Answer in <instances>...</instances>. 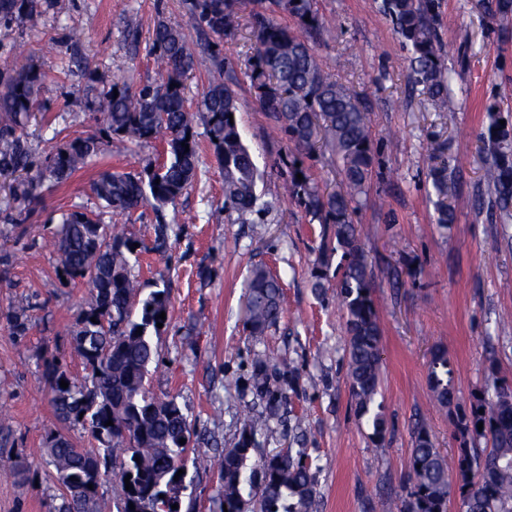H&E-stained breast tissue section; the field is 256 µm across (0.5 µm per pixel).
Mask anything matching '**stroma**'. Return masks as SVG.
I'll return each mask as SVG.
<instances>
[{
	"label": "stroma",
	"mask_w": 512,
	"mask_h": 512,
	"mask_svg": "<svg viewBox=\"0 0 512 512\" xmlns=\"http://www.w3.org/2000/svg\"><path fill=\"white\" fill-rule=\"evenodd\" d=\"M438 35L454 70L448 109L435 111L412 78L403 48L381 0H317L324 20L337 21L333 40L319 44L324 69L354 89L368 109L379 164L367 203L354 223L372 273L382 327L381 400L388 430L373 442L357 417L347 378L345 312L335 288L315 294L311 283L321 227L307 223L287 192L288 143L269 113L260 111L245 75L254 52L244 4L238 29L225 36L226 79L237 92L240 133L264 170L260 186L268 209L260 224H243L224 208V172L210 148L201 151L198 176L175 207L156 249L152 209L116 216L145 250L135 272L144 291L158 279L170 286L169 323L157 338L162 361L149 389L172 397L187 416V455L181 512H217L215 447L230 448L247 413L262 410L252 394L226 391V380L247 384L254 355L291 357L298 373L283 416L260 438L258 455L303 451L316 475L314 512H400L410 490V453L416 425H424L449 463L458 442L451 415L429 391L431 354L447 352L454 369V401L493 394L512 383V221L492 208L483 183L491 156L480 138L490 105L512 106V26L490 19L481 0H440ZM58 13L34 31L0 28V63L35 66L45 76L43 101L27 141L44 162L69 141L96 131L88 109L91 86L120 80L131 88L161 80L148 52L155 22L185 33L196 23L184 0H60ZM138 30L137 45L126 40ZM70 36L86 70L60 72L48 43ZM440 149L452 177L448 193L455 222L440 230L427 195L430 154ZM162 150L152 143L132 152L102 151L59 185L46 182L24 221L7 223L9 191L0 186V462L29 468L26 480L0 474V512H48L59 486L44 463L50 432L67 431L75 446L94 447L84 431L65 429L53 410L45 364L61 360L74 377L85 374L71 331L85 308V283L60 285L53 234L62 215L96 209L91 184L100 172H139ZM277 273L285 311L276 327L253 336L244 327L245 283L253 265ZM26 307L29 330L18 336L7 316Z\"/></svg>",
	"instance_id": "35a3bbf8"
}]
</instances>
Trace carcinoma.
Returning <instances> with one entry per match:
<instances>
[{"instance_id":"1","label":"carcinoma","mask_w":512,"mask_h":512,"mask_svg":"<svg viewBox=\"0 0 512 512\" xmlns=\"http://www.w3.org/2000/svg\"><path fill=\"white\" fill-rule=\"evenodd\" d=\"M57 2L0 0V27L33 29ZM184 2L215 58L200 113L191 112L185 98V80L197 61L196 44L184 31L160 19L152 31L151 52L164 72L162 82L144 84L133 92L126 83L114 81L96 91L90 110L101 125L99 132L109 136L117 151L158 141L165 145V159L146 164L136 174L103 171L91 190L100 208L109 213L129 214L146 206L159 213L175 204L197 177L200 118L224 170V205L247 223L249 216L266 211L258 194L262 173L238 123L230 122L237 112V97L224 82V65L219 60L224 36L239 26L240 0ZM272 3L291 16L297 27L288 28L262 11H252L256 44L247 77L261 108L273 116L287 139L293 156L288 193L303 207L308 223L332 230L330 236L321 234L312 284L315 292H322L329 282L332 254L343 252L345 263L332 278L345 309L347 375L357 416L371 426V437L381 441L387 431L383 406L377 401L382 331L373 278L354 224L370 188L378 152L368 114L357 95L323 70L315 43L331 38L334 28L323 21L315 0ZM484 6L488 15L502 23L512 19V0H485ZM382 8L410 54L415 83L423 86L434 108L448 109L452 73L436 33L440 0H383ZM43 81L33 66L18 71L0 66V177L26 174L36 165L24 131L44 109ZM487 112V135L482 140L488 143L492 163L483 179L492 207L507 220L512 218V126L500 124V109L491 106ZM184 143L189 148L182 147ZM100 146L101 137L93 133L56 150L45 166L48 178L63 182L85 168ZM319 149L339 171L340 181L331 192L323 191L301 166L302 158H313ZM428 178L434 221L446 228L455 221L448 200V166L432 165ZM38 185L33 178H23L10 186L17 214L31 210ZM55 238L62 276L68 281L80 279L89 288L86 308L72 330L74 349L86 374L78 380L55 361L46 366L45 376L59 421L89 433L97 447L78 448L61 432L47 436V463L63 489L60 504L50 512H97L102 469L117 460L116 512H164L163 506L180 502L186 489L185 475L177 472L184 468L189 448L180 439L191 437L190 423L176 400L158 398L146 387L149 367L159 359L154 343L161 332L157 322L168 325L158 315L169 312L170 288L143 294L134 273L142 247H133L136 239L116 224L71 212L63 217ZM245 299V328L254 336L264 335L284 311L281 281L265 265L251 270ZM9 326L19 335L28 330L25 307L11 313ZM62 381L68 387H60ZM296 382L292 359L282 356L274 362L265 352L255 355L249 386L263 408L247 415L234 446L219 452V512H243L246 506L252 512H312L316 482L303 453L294 454L288 448L270 462L262 456L249 463L258 437L272 431L286 391ZM429 388L435 405H453L451 370L443 350L433 354ZM506 388L504 381L496 387L495 398L476 397L469 410L457 412L453 419L459 439L457 493L465 512H512V392ZM109 420L112 425H105ZM480 438L490 442L491 448L476 447L474 441ZM410 469L411 487L402 512H448L453 478L447 460L422 426L414 433ZM127 476L131 490L126 489Z\"/></svg>"}]
</instances>
